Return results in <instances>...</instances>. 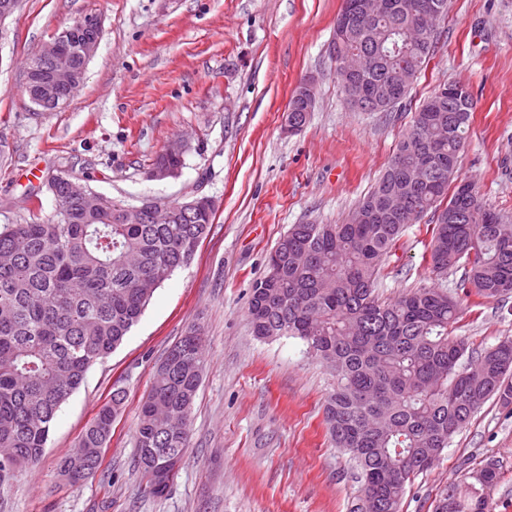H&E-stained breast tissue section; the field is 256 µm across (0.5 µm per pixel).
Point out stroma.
<instances>
[{
	"instance_id": "1",
	"label": "stroma",
	"mask_w": 512,
	"mask_h": 512,
	"mask_svg": "<svg viewBox=\"0 0 512 512\" xmlns=\"http://www.w3.org/2000/svg\"><path fill=\"white\" fill-rule=\"evenodd\" d=\"M342 0H23L0 22V225L53 219L41 188L59 170L138 205L210 197L214 221L190 265L154 293L123 343L62 405L40 463L0 490V512H350L358 471L331 442L324 405L336 378L297 338L255 337L253 281L291 225L348 222L394 156L420 102L457 81L475 108L459 174L487 207L512 216V0H449L448 17L408 96L388 112L348 106L329 45ZM102 38L82 85L53 112L25 91L26 70L75 21ZM316 77L307 125L283 134L297 83ZM185 143L178 175L152 178L155 157ZM39 199H32V192ZM432 215L409 225L384 267L379 294L438 280ZM206 367L190 415L189 447L167 491L151 494L135 466L136 425L156 365L190 326ZM452 336L481 349L512 338V297L461 298ZM126 400L98 472L70 486L57 462L112 396ZM494 464L489 512H512V406L489 400L435 465L412 477L402 512H433L450 487Z\"/></svg>"
}]
</instances>
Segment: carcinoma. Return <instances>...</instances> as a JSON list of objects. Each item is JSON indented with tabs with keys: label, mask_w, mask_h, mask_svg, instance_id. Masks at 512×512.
Listing matches in <instances>:
<instances>
[{
	"label": "carcinoma",
	"mask_w": 512,
	"mask_h": 512,
	"mask_svg": "<svg viewBox=\"0 0 512 512\" xmlns=\"http://www.w3.org/2000/svg\"><path fill=\"white\" fill-rule=\"evenodd\" d=\"M371 17L342 0L338 57H355L357 88L378 95L422 68L428 36L409 0ZM438 85L375 186L346 224H294L269 254L249 300L260 338L292 336L336 374L324 409L338 448L351 454L361 494L374 512H400L407 484L431 468L450 438L489 399L512 404V340L476 352L448 329L459 300L440 288L411 289L391 301L376 294L383 262L410 224L448 199L431 229L429 259L441 277L461 272L469 296L512 294V220L483 204L459 178L469 133L470 91ZM184 153L163 152L153 166L178 173ZM71 174L53 178L56 218L0 226V487L39 463L57 414L87 372L110 355L138 322L154 292L187 265L214 212L176 214L169 224L124 217L128 205L106 198L91 210L70 194ZM455 184L453 193L448 185ZM404 197L407 210L390 208ZM206 363L197 330L181 337L153 376L136 426L137 464L152 493L177 474L189 440V417ZM125 400L103 404L59 471L80 486L101 465L102 450ZM471 486L443 492L434 512H488L496 468L476 470Z\"/></svg>",
	"instance_id": "cac0c4a2"
}]
</instances>
